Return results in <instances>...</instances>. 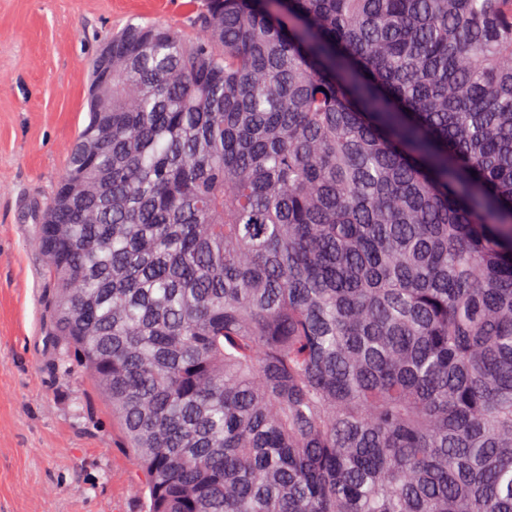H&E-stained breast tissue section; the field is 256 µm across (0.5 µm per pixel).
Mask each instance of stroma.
I'll list each match as a JSON object with an SVG mask.
<instances>
[{
  "label": "stroma",
  "instance_id": "35a3bbf8",
  "mask_svg": "<svg viewBox=\"0 0 512 512\" xmlns=\"http://www.w3.org/2000/svg\"><path fill=\"white\" fill-rule=\"evenodd\" d=\"M189 0H0V512H143L137 461L81 372L44 334L37 205L88 121L89 67L128 21Z\"/></svg>",
  "mask_w": 512,
  "mask_h": 512
}]
</instances>
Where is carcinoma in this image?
<instances>
[{
	"instance_id": "obj_1",
	"label": "carcinoma",
	"mask_w": 512,
	"mask_h": 512,
	"mask_svg": "<svg viewBox=\"0 0 512 512\" xmlns=\"http://www.w3.org/2000/svg\"><path fill=\"white\" fill-rule=\"evenodd\" d=\"M192 3L38 209L144 512H512V0Z\"/></svg>"
}]
</instances>
